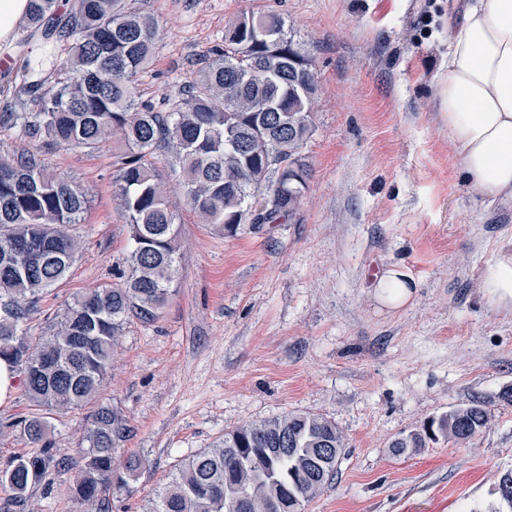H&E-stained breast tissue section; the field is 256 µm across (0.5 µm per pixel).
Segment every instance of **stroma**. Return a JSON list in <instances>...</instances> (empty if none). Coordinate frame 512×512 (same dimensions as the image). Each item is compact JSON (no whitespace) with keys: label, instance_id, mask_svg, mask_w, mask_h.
<instances>
[{"label":"stroma","instance_id":"35a3bbf8","mask_svg":"<svg viewBox=\"0 0 512 512\" xmlns=\"http://www.w3.org/2000/svg\"><path fill=\"white\" fill-rule=\"evenodd\" d=\"M157 21L142 99L163 108L198 55L247 11L283 17L313 59L316 131L310 177L293 213L236 235L215 233L187 204L173 153L156 151L181 226V272L157 318L129 322L102 390L127 433L119 456L145 465L109 512H153L176 467L225 432L290 412L335 423L345 454L333 483L304 512H512L499 495L512 472V313L486 308L481 288L512 241V204L471 194L442 115L448 24L458 0H133ZM16 28L0 65V106L15 100L27 57ZM80 186L89 200L71 231L82 244L68 277L27 315L44 335L73 297L115 282L132 249L113 179L125 148L46 144L0 130V156L22 149ZM403 265L417 281L396 313L369 296L373 277ZM489 421L470 441L395 454L401 434L473 400ZM34 411L24 390L0 405V466L31 446L11 421ZM91 408L52 414L49 437L74 457ZM75 471L52 470L0 512H82Z\"/></svg>","mask_w":512,"mask_h":512}]
</instances>
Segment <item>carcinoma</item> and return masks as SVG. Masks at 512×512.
I'll return each instance as SVG.
<instances>
[{
  "instance_id": "obj_1",
  "label": "carcinoma",
  "mask_w": 512,
  "mask_h": 512,
  "mask_svg": "<svg viewBox=\"0 0 512 512\" xmlns=\"http://www.w3.org/2000/svg\"><path fill=\"white\" fill-rule=\"evenodd\" d=\"M25 18L30 34L43 39L33 71L49 67L61 78L34 112L21 101L17 111L7 104L0 127L78 148L120 135L127 152L113 184L132 250L120 282L73 298L49 332L29 342L22 321L75 261L79 242L68 227L80 223L88 199L33 151L0 159V358L23 368L25 393L43 411L95 406L87 447L75 458L72 494L88 512H106L107 492L129 489L143 466L129 457L124 472L115 468L124 420L99 400L112 347L130 319L157 317L181 267L180 224L151 157L162 145L175 149L189 206L218 231L277 224L307 186L303 149L314 132L318 86L311 57L271 12L233 20L162 111L138 91L155 53V23L131 0H74L63 21L57 0H28ZM60 34L71 40L65 56L53 48ZM487 422L484 403L475 401L432 418L392 448L403 454L441 438L465 442ZM11 426L36 448L0 470V483L20 503L60 460L46 416ZM344 448L336 425L319 414L243 424L178 465L153 512H304L336 477Z\"/></svg>"
}]
</instances>
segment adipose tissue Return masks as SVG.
<instances>
[{
    "label": "adipose tissue",
    "instance_id": "1",
    "mask_svg": "<svg viewBox=\"0 0 512 512\" xmlns=\"http://www.w3.org/2000/svg\"><path fill=\"white\" fill-rule=\"evenodd\" d=\"M439 94L469 190L512 203V0L464 4L449 27L448 72ZM370 288L382 309L395 312L411 301L417 284L391 266ZM482 296L490 309L512 312V245L488 265Z\"/></svg>",
    "mask_w": 512,
    "mask_h": 512
}]
</instances>
